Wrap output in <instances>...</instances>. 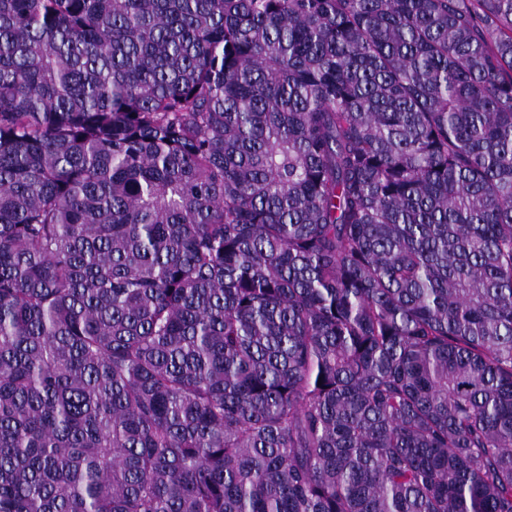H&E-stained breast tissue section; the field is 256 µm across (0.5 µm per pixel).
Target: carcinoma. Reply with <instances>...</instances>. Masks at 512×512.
Returning a JSON list of instances; mask_svg holds the SVG:
<instances>
[{
	"instance_id": "cac0c4a2",
	"label": "carcinoma",
	"mask_w": 512,
	"mask_h": 512,
	"mask_svg": "<svg viewBox=\"0 0 512 512\" xmlns=\"http://www.w3.org/2000/svg\"><path fill=\"white\" fill-rule=\"evenodd\" d=\"M0 512H512V0H0Z\"/></svg>"
}]
</instances>
